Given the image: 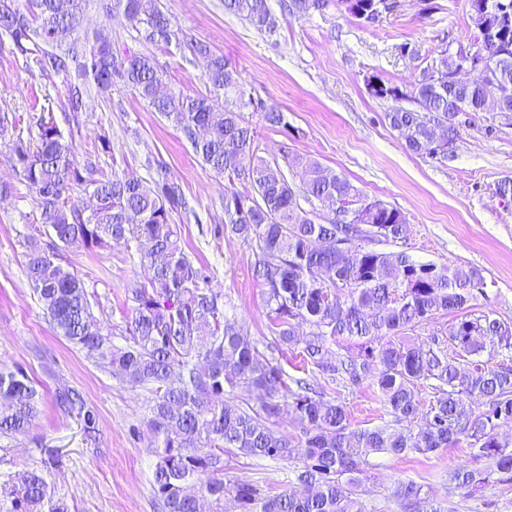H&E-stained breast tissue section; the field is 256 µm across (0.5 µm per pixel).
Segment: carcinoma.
Instances as JSON below:
<instances>
[{"label": "carcinoma", "instance_id": "carcinoma-1", "mask_svg": "<svg viewBox=\"0 0 512 512\" xmlns=\"http://www.w3.org/2000/svg\"><path fill=\"white\" fill-rule=\"evenodd\" d=\"M84 0H0V37L12 53L36 63L40 77L76 78L69 84L67 111L80 126L83 97L93 91L110 99L121 87L146 101L179 129L197 159L224 176V232L246 243L264 286L273 341H250L224 297L208 288V275L180 245L175 216L190 212L180 184L160 166L158 178L105 170L100 154L111 152L103 134L84 163L58 128L48 108L29 116L35 133L9 134V115L0 113V139L9 138L8 161L35 190L42 228L35 229L25 269L54 330L86 351L112 376L152 393L154 494L161 512H365L357 474L372 454L427 455L461 442L475 458L496 459L503 482L512 481V322L490 313L466 314L432 335L427 344L414 332L439 315L457 312L487 283L475 267H428L434 277L411 273L417 263L404 251L382 252L379 242L405 241L409 220L398 208L368 197L334 170L279 148L272 159L260 146L250 116L289 132L287 115L247 93L240 72L222 55L186 33L161 0H108L106 15L120 12L144 43L184 46L207 59L205 83L223 94L217 110L202 94L157 93L166 72L154 56L120 54L112 31L76 28ZM328 0H281L282 12L301 18ZM342 13L363 22L390 13L381 0H334ZM224 11L261 34L273 35L278 17L269 0H224ZM474 44L493 61L509 62L512 75V18L496 12L471 13ZM456 59L444 50L408 92L372 77L371 95L399 105L385 120L410 152L426 157L434 131L444 125L449 142L459 137L462 112L484 114L495 123L512 113V82L487 76L471 84L453 80ZM409 99L414 107L400 105ZM242 181L250 191L235 190ZM95 197L92 213L71 202L72 193ZM312 205L307 210L302 203ZM149 248L143 281L131 289L134 316L125 344L112 342L78 272L63 251L109 243ZM310 325L305 334L298 330ZM293 353L289 374L281 363ZM356 387L371 378L394 425L352 427L345 407L317 390V378ZM431 382L434 400L422 420L418 386ZM257 395L254 405L237 392ZM40 394L20 369L0 370V433L29 432L40 409ZM479 403L482 410L473 408ZM57 404L82 415L87 430L95 417L79 394L62 391ZM294 413L300 435L280 429L283 406ZM207 452H202V449ZM288 463L304 493L270 494L260 486L224 481V454L232 451ZM451 481L476 491L488 483L479 469L459 467ZM8 512H68L53 501L43 472H20L9 492ZM394 496L409 512H438L423 485L401 481Z\"/></svg>", "mask_w": 512, "mask_h": 512}]
</instances>
